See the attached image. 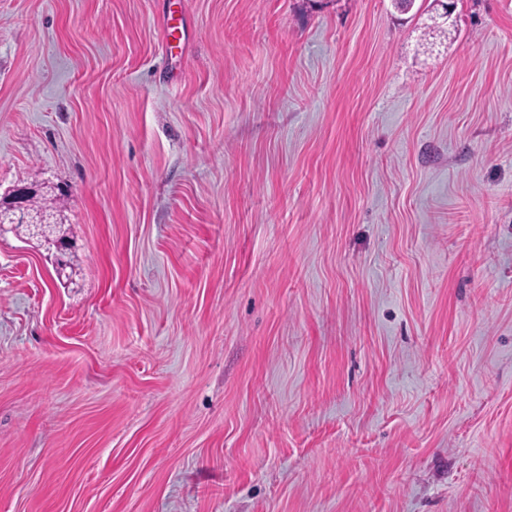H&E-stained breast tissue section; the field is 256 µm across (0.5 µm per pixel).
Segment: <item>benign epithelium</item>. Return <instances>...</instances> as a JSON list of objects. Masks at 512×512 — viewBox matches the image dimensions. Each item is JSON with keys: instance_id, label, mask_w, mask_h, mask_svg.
Wrapping results in <instances>:
<instances>
[{"instance_id": "1", "label": "benign epithelium", "mask_w": 512, "mask_h": 512, "mask_svg": "<svg viewBox=\"0 0 512 512\" xmlns=\"http://www.w3.org/2000/svg\"><path fill=\"white\" fill-rule=\"evenodd\" d=\"M37 192L34 186H16L0 197V237L12 231L17 224L28 225L29 234L44 239L49 250L54 253V264L58 278H71L72 265L65 257L66 248L50 231V218H34L28 214L23 197Z\"/></svg>"}]
</instances>
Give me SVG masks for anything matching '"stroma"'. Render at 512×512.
<instances>
[{
    "mask_svg": "<svg viewBox=\"0 0 512 512\" xmlns=\"http://www.w3.org/2000/svg\"><path fill=\"white\" fill-rule=\"evenodd\" d=\"M0 0V512H512V0ZM185 23L163 52L168 18ZM35 192H37L35 186H16L6 195L0 197V237L11 232L16 224L13 231L18 235L21 233L20 229L23 224H28L29 235L43 238L48 250L54 253L58 278L60 280H63L64 277L70 279L74 268L64 255L66 248L49 229L50 224L54 222H51L48 217L34 218L26 210L23 197Z\"/></svg>",
    "mask_w": 512,
    "mask_h": 512,
    "instance_id": "stroma-1",
    "label": "stroma"
}]
</instances>
